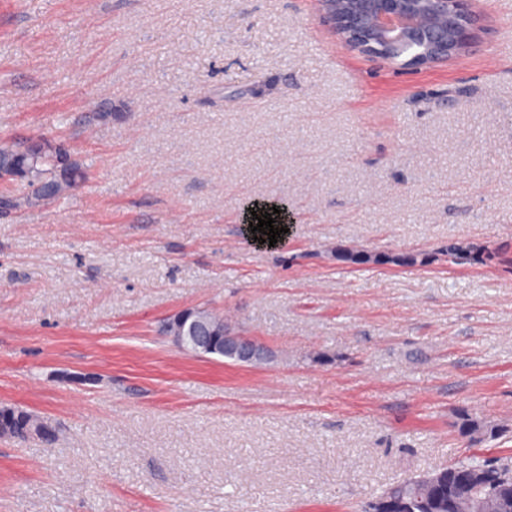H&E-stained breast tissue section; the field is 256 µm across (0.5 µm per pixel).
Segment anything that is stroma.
I'll return each mask as SVG.
<instances>
[{"instance_id":"obj_1","label":"stroma","mask_w":512,"mask_h":512,"mask_svg":"<svg viewBox=\"0 0 512 512\" xmlns=\"http://www.w3.org/2000/svg\"><path fill=\"white\" fill-rule=\"evenodd\" d=\"M471 10L467 53L404 68L316 0H0V137L82 172L0 212V406L60 428L0 439V512H362L512 456V0ZM282 197L259 247L245 210ZM192 308L270 361L176 346ZM336 258L341 262L352 265H362L369 262L414 265L418 262V256L414 254H371L364 250H357L349 247L336 248Z\"/></svg>"}]
</instances>
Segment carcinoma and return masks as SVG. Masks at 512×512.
Masks as SVG:
<instances>
[{
    "mask_svg": "<svg viewBox=\"0 0 512 512\" xmlns=\"http://www.w3.org/2000/svg\"><path fill=\"white\" fill-rule=\"evenodd\" d=\"M70 158V151L54 139L39 138L26 150L19 151L16 145L7 141L0 143V167L15 168L22 171V178L28 180L31 192L23 197H5L0 199V208L20 209L35 208L50 199L60 198L69 193L75 181L77 166L65 163ZM459 243L448 244V261L471 257L477 263L491 259L488 253H478L468 245L458 251ZM336 259L352 265L369 262L392 263L397 265H414L418 256L414 254H371L364 250L349 247L336 248ZM210 329V354L220 356L224 351V322L221 318H207ZM0 429L6 438L26 442L35 438L43 443L52 444L57 440L53 427L33 428L26 414L15 406L0 407ZM459 429L462 434L473 439L479 436H493L498 428L475 420L467 415L461 417ZM478 470L485 474V483L475 486L470 492V506L466 507L458 495V488L469 470ZM500 498L512 499V458L496 461L479 457L467 463L450 465L445 468L442 480L438 484L427 485L411 476L383 490L376 499L393 504H403L400 512H476L479 502L488 493Z\"/></svg>",
    "mask_w": 512,
    "mask_h": 512,
    "instance_id": "cac0c4a2",
    "label": "carcinoma"
}]
</instances>
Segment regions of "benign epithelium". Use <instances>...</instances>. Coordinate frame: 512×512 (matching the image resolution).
Returning <instances> with one entry per match:
<instances>
[{
	"label": "benign epithelium",
	"mask_w": 512,
	"mask_h": 512,
	"mask_svg": "<svg viewBox=\"0 0 512 512\" xmlns=\"http://www.w3.org/2000/svg\"><path fill=\"white\" fill-rule=\"evenodd\" d=\"M320 18L348 48L388 59L392 49L414 65L444 61L472 42L468 0H319ZM210 336L200 320L185 322L172 337L199 351Z\"/></svg>",
	"instance_id": "obj_1"
}]
</instances>
